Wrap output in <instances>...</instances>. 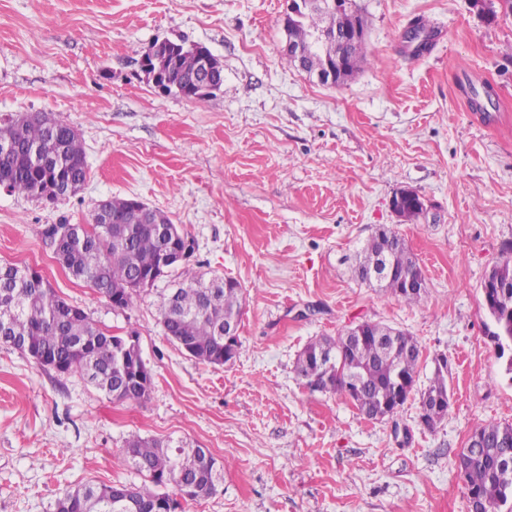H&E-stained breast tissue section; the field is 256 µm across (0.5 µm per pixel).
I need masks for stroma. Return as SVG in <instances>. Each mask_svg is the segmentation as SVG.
<instances>
[{
  "instance_id": "35a3bbf8",
  "label": "stroma",
  "mask_w": 512,
  "mask_h": 512,
  "mask_svg": "<svg viewBox=\"0 0 512 512\" xmlns=\"http://www.w3.org/2000/svg\"><path fill=\"white\" fill-rule=\"evenodd\" d=\"M355 3L368 61L324 85L282 60L288 0H0V118L54 114L88 165L81 191L53 204L0 189V263L136 335L153 372L144 401L117 403L0 346V512H54L89 482L142 484L121 459L134 434L223 462L216 494L185 512H468L455 461L475 428L512 423L481 293L512 250V16L472 0ZM420 21L440 34L414 55L405 33ZM167 39L207 47L220 90L198 101L149 83L141 59ZM408 188L427 210L402 223L390 199ZM113 196L164 211L196 241L190 268L240 283L234 361L201 363L165 338L159 301L180 269L116 312L58 263L43 230L87 223ZM383 226L422 267L420 304L353 275ZM358 321L421 345L416 393L378 421L294 371L311 340ZM439 355L451 403L429 429L418 392Z\"/></svg>"
}]
</instances>
